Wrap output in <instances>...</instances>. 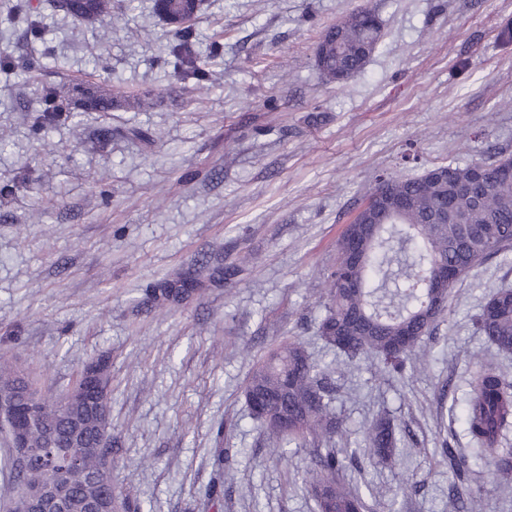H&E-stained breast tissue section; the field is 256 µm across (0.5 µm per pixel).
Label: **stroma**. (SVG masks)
Instances as JSON below:
<instances>
[{
  "label": "stroma",
  "instance_id": "obj_1",
  "mask_svg": "<svg viewBox=\"0 0 512 512\" xmlns=\"http://www.w3.org/2000/svg\"><path fill=\"white\" fill-rule=\"evenodd\" d=\"M16 2L0 0V355L55 395L109 357L113 486L142 512H314V442L277 460L243 397L254 364L293 336L334 386L333 447H362L383 414L398 426L396 464L359 456L350 482L398 512H459L441 449L469 453L472 357H496L473 318L512 287V252L453 290L402 371L337 363L315 327L336 241L377 174L512 156V0H204L202 82L173 69L177 37L152 0H115L118 25L24 0L35 35L12 22ZM362 9L381 24L375 52L325 80L322 32ZM80 80L141 105L34 132L42 87ZM216 266L231 272L220 285ZM189 270L198 293L144 304L148 285ZM220 446L236 451L234 478L214 499ZM470 478L486 512H512V485L477 462Z\"/></svg>",
  "mask_w": 512,
  "mask_h": 512
}]
</instances>
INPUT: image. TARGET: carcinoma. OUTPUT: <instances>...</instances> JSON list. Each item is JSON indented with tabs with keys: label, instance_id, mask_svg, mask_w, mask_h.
I'll return each mask as SVG.
<instances>
[{
	"label": "carcinoma",
	"instance_id": "carcinoma-1",
	"mask_svg": "<svg viewBox=\"0 0 512 512\" xmlns=\"http://www.w3.org/2000/svg\"><path fill=\"white\" fill-rule=\"evenodd\" d=\"M179 0H154V12L167 23L178 14ZM65 15L78 21L118 20L112 0H72ZM170 54L174 69L200 79L208 60L193 49L192 25H177ZM381 37L377 18L366 10L351 13L326 28L316 52L315 65L329 81L336 75L361 73ZM118 99L95 83H72L48 89L36 122L44 125L75 118L85 112H110ZM512 163L502 156L492 162L464 166L440 165L418 176L397 173L375 177L368 196L376 199L366 223L346 228L336 242V264L327 273L323 293L325 314L318 323L321 341L354 364L371 356L385 367L397 368L420 351L448 310V294L434 297L429 278L435 266H448L450 292L485 260L512 251V179L499 168ZM186 284L166 280L144 290L146 301L162 306L178 302ZM477 334L499 354L512 356V288L492 291L474 317ZM0 380L16 382L20 390L32 387L25 377L0 357ZM73 384L84 386L77 399L67 395L44 398L48 424L83 447L94 448L109 430L97 423L98 410L108 408L109 394L97 389L95 379L79 372ZM334 387L298 340L274 349L252 370L244 387L250 415L266 435L275 439L274 451L288 459L289 447L309 438L329 441L343 435L342 420L333 411ZM462 418L473 448L470 457L490 467L500 484L512 483V375L503 367L476 355L468 380ZM397 445L393 420L381 415L365 430V451L382 463L395 461ZM452 474L448 494L464 512H484L481 499L467 482L468 458L443 449ZM355 453L342 448L316 451L304 471L316 512H366L359 490L346 480ZM99 458L86 455L69 472L71 495L66 512H93L100 488L91 481ZM6 465L14 493L38 483L42 470H22L13 455Z\"/></svg>",
	"mask_w": 512,
	"mask_h": 512
}]
</instances>
